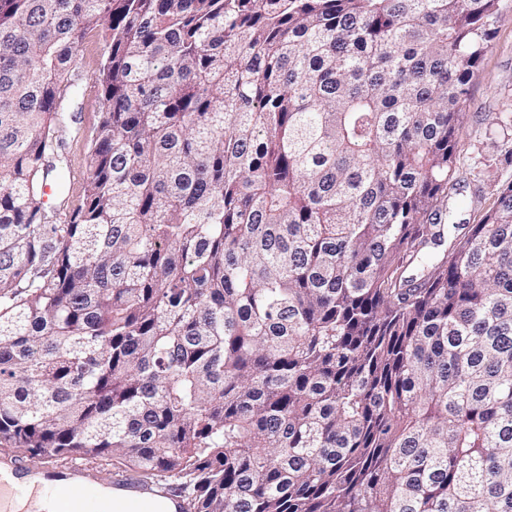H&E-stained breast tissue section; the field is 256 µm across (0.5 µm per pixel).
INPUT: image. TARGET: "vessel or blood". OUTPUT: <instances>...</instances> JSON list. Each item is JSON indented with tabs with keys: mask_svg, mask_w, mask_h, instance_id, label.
I'll use <instances>...</instances> for the list:
<instances>
[{
	"mask_svg": "<svg viewBox=\"0 0 512 512\" xmlns=\"http://www.w3.org/2000/svg\"><path fill=\"white\" fill-rule=\"evenodd\" d=\"M47 489L55 504L54 512H94L102 500L115 496L137 500H166L169 512H184V498L176 483L147 484L133 475H119L99 481L90 468L74 463L51 469L28 463L16 455L0 456V512H14L16 499L28 496L30 489Z\"/></svg>",
	"mask_w": 512,
	"mask_h": 512,
	"instance_id": "b4317fda",
	"label": "vessel or blood"
}]
</instances>
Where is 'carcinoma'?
<instances>
[{
	"label": "carcinoma",
	"instance_id": "1",
	"mask_svg": "<svg viewBox=\"0 0 512 512\" xmlns=\"http://www.w3.org/2000/svg\"><path fill=\"white\" fill-rule=\"evenodd\" d=\"M498 2L0 0V443L185 512H512V182L441 224ZM103 60V44L90 34L81 46L73 82L77 93L68 99L65 127L59 130L62 146L61 171L66 194L77 204L84 191L86 159L95 130L103 112L98 89V74ZM75 116L74 121L70 117ZM62 133V136H61Z\"/></svg>",
	"mask_w": 512,
	"mask_h": 512
}]
</instances>
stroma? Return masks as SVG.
<instances>
[{"instance_id": "1", "label": "stroma", "mask_w": 512, "mask_h": 512, "mask_svg": "<svg viewBox=\"0 0 512 512\" xmlns=\"http://www.w3.org/2000/svg\"><path fill=\"white\" fill-rule=\"evenodd\" d=\"M499 8L502 18L492 46L469 85L467 116L458 131L457 166L463 182L442 218L446 224L478 219L491 206L498 186L512 181V156L504 149L512 140V0H499ZM102 60V42L88 35L73 76L78 91L67 101L69 119L61 130L62 177L75 203L83 195L86 159L103 110L98 89Z\"/></svg>"}]
</instances>
